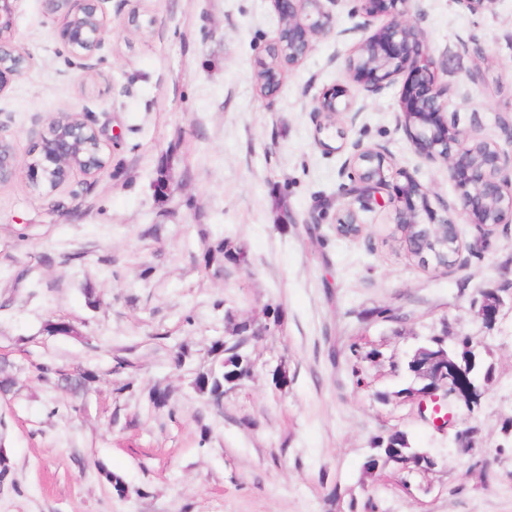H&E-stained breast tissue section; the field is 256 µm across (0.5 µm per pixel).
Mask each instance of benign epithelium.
I'll return each mask as SVG.
<instances>
[{
  "label": "benign epithelium",
  "instance_id": "obj_1",
  "mask_svg": "<svg viewBox=\"0 0 512 512\" xmlns=\"http://www.w3.org/2000/svg\"><path fill=\"white\" fill-rule=\"evenodd\" d=\"M18 0H0V92L10 81L22 74L21 67H8L3 59L22 54L15 43L13 16ZM104 0H43L45 13L62 19L61 41L74 50V57L88 59L103 45L111 31V21L104 9ZM354 12L364 18L359 28L369 26V17L382 12L390 22L375 33L361 39L345 60V70L354 83L364 84L365 90L376 94L392 78L408 73L409 81L403 91L401 111L404 127L420 154L433 160L440 156L448 161V176L461 191L459 214L479 226L512 223V154L478 134V127L459 126L456 116H447L442 90L435 86L434 61L424 49L423 34L410 17L411 0H354ZM282 26L268 44L266 51L280 47L288 37L290 60L288 66L301 63L311 48L310 32L324 34L332 27V17L325 11L322 0H274ZM352 108L348 90L336 86L324 91L314 108L316 131L326 127V116L348 112ZM91 128L72 112H58L49 117L38 146L39 157L22 160L16 151L0 152V184L26 173L30 183L46 180L59 187L75 171L88 177L97 176L106 165L104 159L77 161L73 153ZM350 159L355 170L345 194L360 203L361 209L381 202L380 190L393 174L387 159L374 149L354 146ZM400 187L405 207L395 208L397 223L410 215L425 214L431 223L443 226L456 250L461 243L453 218L438 216L432 207L430 190L410 175H404ZM504 300L497 290L489 291L482 299L478 315L486 322L497 320ZM425 390L415 394L420 413H425L426 401L462 402L475 398L478 390L472 385L471 370L457 358L440 353L424 365Z\"/></svg>",
  "mask_w": 512,
  "mask_h": 512
}]
</instances>
